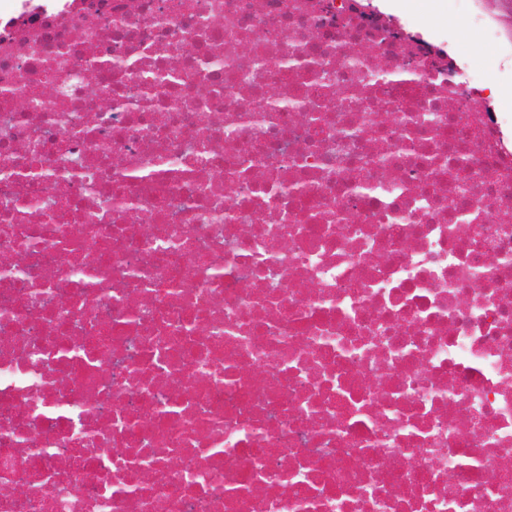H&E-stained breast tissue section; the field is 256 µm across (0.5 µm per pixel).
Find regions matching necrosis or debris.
Instances as JSON below:
<instances>
[{
	"instance_id": "4bbe7bcc",
	"label": "necrosis or debris",
	"mask_w": 512,
	"mask_h": 512,
	"mask_svg": "<svg viewBox=\"0 0 512 512\" xmlns=\"http://www.w3.org/2000/svg\"><path fill=\"white\" fill-rule=\"evenodd\" d=\"M510 199L370 0H0V512H512Z\"/></svg>"
}]
</instances>
